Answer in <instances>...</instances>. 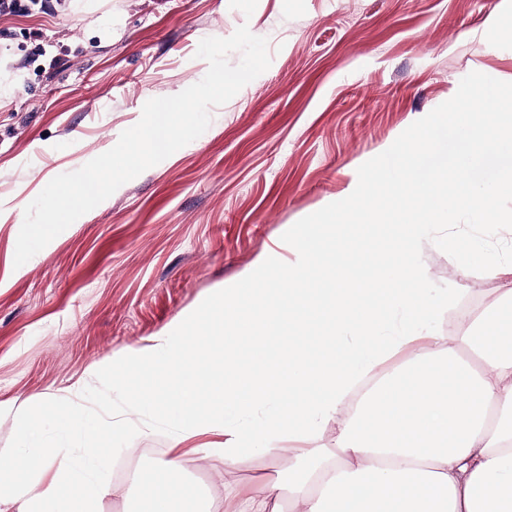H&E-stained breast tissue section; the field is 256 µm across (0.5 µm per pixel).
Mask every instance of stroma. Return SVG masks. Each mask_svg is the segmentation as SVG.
<instances>
[{
	"label": "stroma",
	"instance_id": "1",
	"mask_svg": "<svg viewBox=\"0 0 512 512\" xmlns=\"http://www.w3.org/2000/svg\"><path fill=\"white\" fill-rule=\"evenodd\" d=\"M0 14V451L18 447L20 408L48 390L82 387L113 405L109 374L85 370L208 306L227 285L251 299L301 254L360 247L401 259L403 206L363 229L336 216L341 197L425 126L422 172L453 169L463 148L441 113L495 88L512 104V0H24ZM267 38L270 67L169 161L15 269L25 208L55 176L111 149L146 101L200 81V40L240 25ZM512 171V141L480 153L469 180ZM458 251L512 257V242L462 218ZM434 288H462L474 313L500 285L425 247ZM169 448L163 429L131 436L112 460L95 512H146ZM276 463L248 457L232 475L193 461L181 512L225 487L259 491Z\"/></svg>",
	"mask_w": 512,
	"mask_h": 512
}]
</instances>
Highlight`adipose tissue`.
Instances as JSON below:
<instances>
[{"label": "adipose tissue", "mask_w": 512, "mask_h": 512, "mask_svg": "<svg viewBox=\"0 0 512 512\" xmlns=\"http://www.w3.org/2000/svg\"><path fill=\"white\" fill-rule=\"evenodd\" d=\"M454 121L464 139L488 151L512 138V108L495 93H478ZM428 139L420 132L401 160L369 172L339 203L344 218L381 222L387 200L405 202L404 257L395 262L358 249L337 250L332 261L309 253L305 268L322 291L301 287L289 270L255 289L242 307L239 291L219 288L221 313L180 317L176 330L121 348L89 365L87 377L109 372L127 391L122 417L93 414L81 395H48L28 405L41 419L51 408L58 433L50 444L22 428L21 446L0 455V507L19 502L24 512H91L109 490L113 447L142 419L163 407L161 419L177 452L163 460L162 480L150 492L152 512H175L184 461L179 447L215 435L206 454L233 471L260 454L284 458L287 468L260 492H236L225 512H512V263L473 252L462 267L478 265L505 278L495 305L481 316L463 314L457 332L442 336L437 323L456 310V291L430 287L420 263L424 244L454 249L439 225L464 215L512 229V213L496 200L512 195V173L491 185L460 176L475 156L462 153L456 172L439 170L428 186L417 177ZM396 284L384 305L372 302ZM249 337L236 352L240 337ZM397 368L387 363L395 357ZM336 430V462L328 464L312 436ZM81 439L77 453L72 439ZM77 487L78 499L65 495Z\"/></svg>", "instance_id": "obj_1"}]
</instances>
